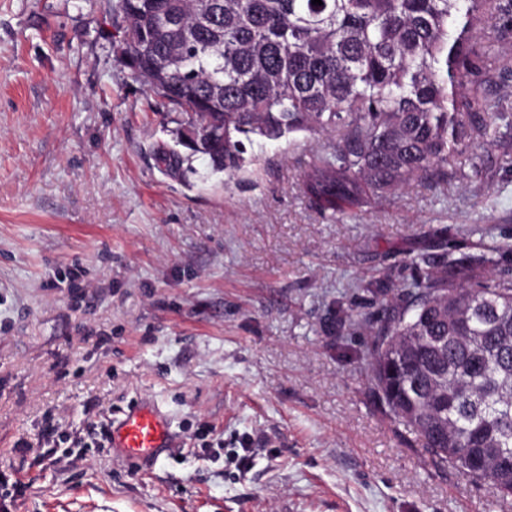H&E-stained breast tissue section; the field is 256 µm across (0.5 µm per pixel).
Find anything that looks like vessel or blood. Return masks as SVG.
<instances>
[{"instance_id": "vessel-or-blood-1", "label": "vessel or blood", "mask_w": 512, "mask_h": 512, "mask_svg": "<svg viewBox=\"0 0 512 512\" xmlns=\"http://www.w3.org/2000/svg\"><path fill=\"white\" fill-rule=\"evenodd\" d=\"M110 445L121 449L131 461L151 462L157 460L164 449L174 447L175 437L161 409L144 398L113 420Z\"/></svg>"}]
</instances>
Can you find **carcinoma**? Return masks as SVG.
I'll return each instance as SVG.
<instances>
[{"instance_id":"cac0c4a2","label":"carcinoma","mask_w":512,"mask_h":512,"mask_svg":"<svg viewBox=\"0 0 512 512\" xmlns=\"http://www.w3.org/2000/svg\"><path fill=\"white\" fill-rule=\"evenodd\" d=\"M116 57L188 115L215 172L242 142L331 138L304 177L344 216L375 192L477 177L512 144V112L478 87L512 71V0H116ZM469 167L470 173L464 172ZM424 266L368 324L369 389L438 469L512 501V273L476 254Z\"/></svg>"}]
</instances>
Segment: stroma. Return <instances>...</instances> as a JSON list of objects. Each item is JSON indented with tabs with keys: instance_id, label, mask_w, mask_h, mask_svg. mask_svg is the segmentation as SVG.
Wrapping results in <instances>:
<instances>
[{
	"instance_id": "35a3bbf8",
	"label": "stroma",
	"mask_w": 512,
	"mask_h": 512,
	"mask_svg": "<svg viewBox=\"0 0 512 512\" xmlns=\"http://www.w3.org/2000/svg\"><path fill=\"white\" fill-rule=\"evenodd\" d=\"M122 36L106 0H0L10 512H512L382 414L366 326L416 256L488 251L512 270V145L483 151L479 177L341 218L303 192L330 146L308 132L244 141L233 172L197 154L174 176L161 152L181 151L187 116L117 62ZM144 396L182 445L138 466L98 432Z\"/></svg>"
}]
</instances>
